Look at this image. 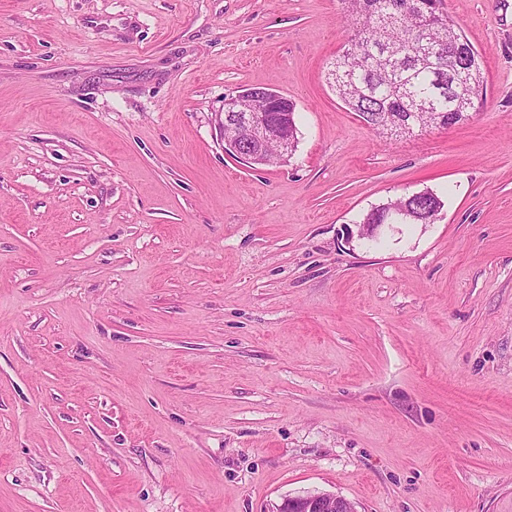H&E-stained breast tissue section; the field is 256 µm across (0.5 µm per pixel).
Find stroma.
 Returning a JSON list of instances; mask_svg holds the SVG:
<instances>
[{
  "mask_svg": "<svg viewBox=\"0 0 512 512\" xmlns=\"http://www.w3.org/2000/svg\"><path fill=\"white\" fill-rule=\"evenodd\" d=\"M440 8L486 103L390 139L341 0H0V512H512V0ZM265 85L285 164L224 150ZM261 88L272 91L273 93L270 95L276 98L273 102L270 112H277L288 115V118L285 116L280 117L286 125L288 124V141L287 138L283 137L280 132H278L275 125L268 124L261 120L259 112H263L264 109V102L261 99L262 92L256 88H250L242 91H236V93L233 95L235 97L240 95H252L260 103V107L256 112H233L234 107H231L230 104L225 103L230 94L224 97V113L218 112L220 115L224 114L223 121H221L222 128L224 129V126L230 128V122L234 121L233 117L236 115V125L239 129V135L237 137H224V143L234 154L250 159V154L247 152V147H252L254 142L265 143L268 139L273 137V135H276L279 138V153H282V158L286 162L288 160L289 148L292 158L297 143V126L295 120L296 106L291 100H287L280 96L278 92L273 88ZM294 132H296V139ZM395 207L407 210L413 216V219L404 220L402 216L390 215V213L394 212L393 208ZM442 208V199L433 191L424 190L412 193L372 209L363 219L361 235H365L364 230L367 226V237L376 238L378 229L386 225L381 224L383 222L387 223V225L390 224L388 222L395 224H432L430 223V216L434 213H437L438 216ZM368 227L370 234L368 233ZM276 512H357L344 497L328 493L286 498Z\"/></svg>",
  "mask_w": 512,
  "mask_h": 512,
  "instance_id": "obj_1",
  "label": "stroma"
}]
</instances>
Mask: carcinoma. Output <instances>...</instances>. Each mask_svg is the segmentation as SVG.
<instances>
[{
	"instance_id": "1",
	"label": "carcinoma",
	"mask_w": 512,
	"mask_h": 512,
	"mask_svg": "<svg viewBox=\"0 0 512 512\" xmlns=\"http://www.w3.org/2000/svg\"><path fill=\"white\" fill-rule=\"evenodd\" d=\"M353 31L328 72L338 98L369 126L397 135L406 128H450L484 103V77L448 43V32L463 35L450 17L434 8L417 21L399 14L406 0H342ZM272 111L288 124V148L295 152L296 106L271 93ZM443 208L430 190L400 197L372 209L365 224H428Z\"/></svg>"
}]
</instances>
